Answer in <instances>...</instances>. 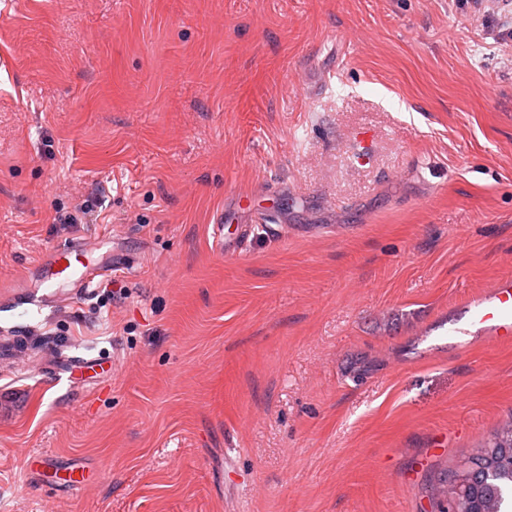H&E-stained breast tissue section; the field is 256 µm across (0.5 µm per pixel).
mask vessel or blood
Here are the masks:
<instances>
[{"mask_svg": "<svg viewBox=\"0 0 512 512\" xmlns=\"http://www.w3.org/2000/svg\"><path fill=\"white\" fill-rule=\"evenodd\" d=\"M224 214H217L212 224L215 251L233 257L249 232L248 225L226 230ZM104 270L90 261L82 246L74 243L55 248L42 265L39 277L45 296H57L66 288L86 287ZM459 317L438 329V342L449 347H464L476 342L512 343V275H505L488 288L468 294L458 307Z\"/></svg>", "mask_w": 512, "mask_h": 512, "instance_id": "b4317fda", "label": "vessel or blood"}]
</instances>
